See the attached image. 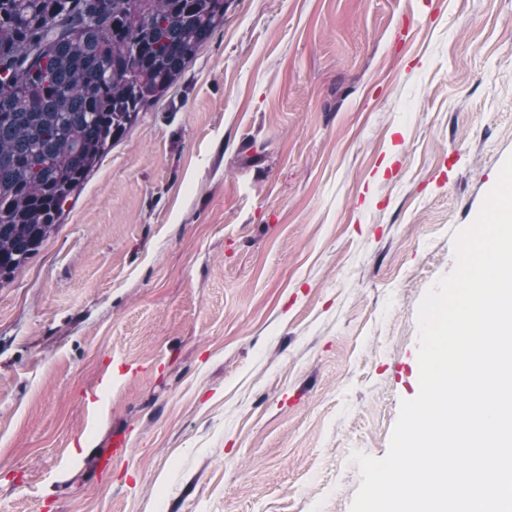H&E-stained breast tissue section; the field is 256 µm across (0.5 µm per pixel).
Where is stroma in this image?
Wrapping results in <instances>:
<instances>
[{
    "label": "stroma",
    "instance_id": "obj_1",
    "mask_svg": "<svg viewBox=\"0 0 512 512\" xmlns=\"http://www.w3.org/2000/svg\"><path fill=\"white\" fill-rule=\"evenodd\" d=\"M511 156L512 0H226L0 285V512H351Z\"/></svg>",
    "mask_w": 512,
    "mask_h": 512
}]
</instances>
